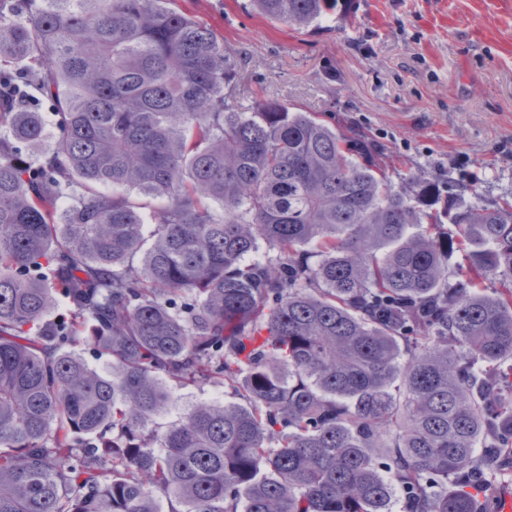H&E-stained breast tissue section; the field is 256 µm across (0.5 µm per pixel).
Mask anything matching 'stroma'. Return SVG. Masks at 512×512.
Returning a JSON list of instances; mask_svg holds the SVG:
<instances>
[{
    "label": "stroma",
    "instance_id": "obj_1",
    "mask_svg": "<svg viewBox=\"0 0 512 512\" xmlns=\"http://www.w3.org/2000/svg\"><path fill=\"white\" fill-rule=\"evenodd\" d=\"M209 27L258 97L384 147L392 180L423 174L445 191L474 185L512 199V0H338L320 27L294 29L250 0H174ZM164 429L231 388L172 387Z\"/></svg>",
    "mask_w": 512,
    "mask_h": 512
}]
</instances>
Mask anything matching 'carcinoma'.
Instances as JSON below:
<instances>
[{"instance_id": "obj_1", "label": "carcinoma", "mask_w": 512, "mask_h": 512, "mask_svg": "<svg viewBox=\"0 0 512 512\" xmlns=\"http://www.w3.org/2000/svg\"><path fill=\"white\" fill-rule=\"evenodd\" d=\"M171 2L0 0V512H475L512 448V201L444 230L425 176L253 96ZM169 382L242 402L149 432Z\"/></svg>"}]
</instances>
